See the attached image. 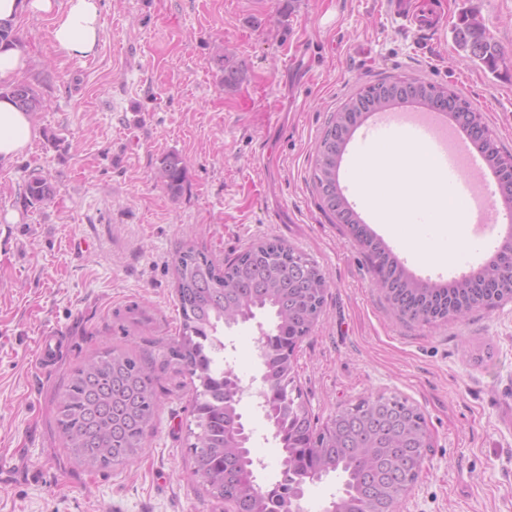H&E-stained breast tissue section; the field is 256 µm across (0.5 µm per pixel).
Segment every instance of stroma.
Here are the masks:
<instances>
[{"mask_svg": "<svg viewBox=\"0 0 512 512\" xmlns=\"http://www.w3.org/2000/svg\"><path fill=\"white\" fill-rule=\"evenodd\" d=\"M95 53L71 58L50 17L15 25L30 63L20 77L45 100L25 154L0 166V512H224L193 473L190 380L168 362L182 317L174 254L186 238L215 261L277 237L330 272L321 316L294 356L312 419L373 394L419 407L431 435L422 470L396 512H512V300L461 320L395 317L346 225L321 208L314 147L331 116L368 85L419 77L465 97L499 148L512 153V0H439L433 32L408 28L388 0H99ZM476 15L501 53L496 71L470 62L454 38ZM241 69L224 86L218 58ZM352 136L341 190L405 271L449 284L481 270L501 240L482 239L430 265L402 233L378 223L359 195ZM188 161L183 190L156 184L162 156ZM54 195L26 205L30 174ZM165 315L167 333L118 321L127 300ZM67 337L54 370L38 336ZM261 332H225L224 362L245 387L262 384ZM134 347L159 378L148 449L90 472L67 452L57 397L105 348ZM262 481L278 478L272 425L243 398Z\"/></svg>", "mask_w": 512, "mask_h": 512, "instance_id": "stroma-1", "label": "stroma"}]
</instances>
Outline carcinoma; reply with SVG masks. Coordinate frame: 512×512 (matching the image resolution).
<instances>
[{"label": "carcinoma", "mask_w": 512, "mask_h": 512, "mask_svg": "<svg viewBox=\"0 0 512 512\" xmlns=\"http://www.w3.org/2000/svg\"><path fill=\"white\" fill-rule=\"evenodd\" d=\"M454 34L470 60L495 71L499 49L475 16H464ZM221 68L224 87H235L239 67L226 55ZM403 93L424 105L445 102L456 113L472 111L462 96L418 79L379 82L350 103H359L360 112L383 110ZM4 95L33 114L45 107L26 84L12 85ZM349 135L350 129L341 127L336 113L316 145L315 188L322 209L338 224L358 223L347 200L336 204V140ZM186 170V160L169 153L160 158L155 178L177 195ZM24 194L25 201L34 205L50 200L54 191L47 178L35 175L26 181ZM357 238L391 308L411 323L459 319L512 298L511 272L449 287L431 285L409 276L366 228ZM175 274L182 327L169 345V354L182 372L199 382L192 450L196 474L209 495L233 504L236 512H300L298 488L333 474L341 481L334 498L349 500L353 512H383L382 488L393 489L399 497L409 489L431 447L425 417L417 406L397 395H369L338 408L319 428L293 396L290 356L319 319L330 284L328 273L272 237L222 264L186 242L176 251ZM263 315L270 316L272 327L263 333L265 395L259 408L274 427L288 481L260 499L246 481L262 463L252 456L250 433L239 411L245 389L234 370L224 368L220 354L224 352L221 332ZM158 409L152 367L131 347L107 348L72 374L58 396L57 424L65 448L87 470L97 471L130 463L145 453Z\"/></svg>", "instance_id": "cac0c4a2"}]
</instances>
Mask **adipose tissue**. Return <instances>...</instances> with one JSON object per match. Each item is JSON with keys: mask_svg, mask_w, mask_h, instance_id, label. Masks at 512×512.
Segmentation results:
<instances>
[{"mask_svg": "<svg viewBox=\"0 0 512 512\" xmlns=\"http://www.w3.org/2000/svg\"><path fill=\"white\" fill-rule=\"evenodd\" d=\"M25 13L53 17L52 40L73 57L93 54L101 38L98 0H0V23L16 24ZM37 136L31 114L10 98H0V165L25 152ZM358 170L362 197L383 223L407 224L413 214L424 210L436 223L457 228V235L444 248L424 236L412 235L407 247L416 256L443 263L448 255L469 246L462 232L467 202L449 196L435 167L414 145L403 140L378 143L359 162Z\"/></svg>", "mask_w": 512, "mask_h": 512, "instance_id": "1", "label": "adipose tissue"}]
</instances>
